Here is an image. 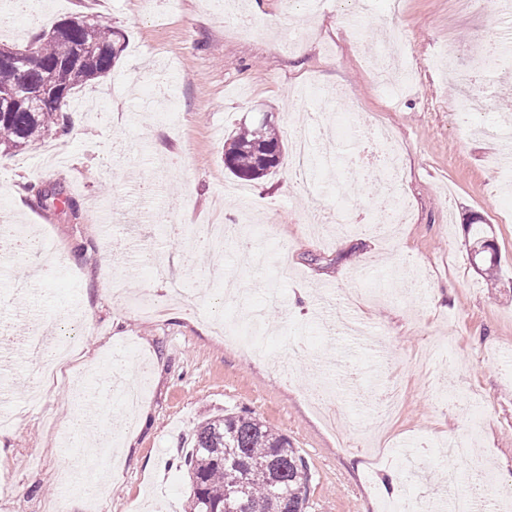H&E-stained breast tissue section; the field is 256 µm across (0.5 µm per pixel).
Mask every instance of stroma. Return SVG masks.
Returning a JSON list of instances; mask_svg holds the SVG:
<instances>
[{
  "label": "stroma",
  "mask_w": 512,
  "mask_h": 512,
  "mask_svg": "<svg viewBox=\"0 0 512 512\" xmlns=\"http://www.w3.org/2000/svg\"><path fill=\"white\" fill-rule=\"evenodd\" d=\"M0 0V19L20 23L0 42L24 44L59 20L85 16L124 34L127 48L113 72L77 95L97 97L95 113L71 112L77 136L54 135L59 165H38L43 149L0 157V224H30L52 237L76 264L37 274L42 254L10 263L0 277V411L17 409L15 427L0 433V468L12 481L0 512H42L67 495L65 512H87L82 491L64 493V440L94 447L86 478L105 477L104 512H185L189 480L178 461L206 418L251 409L287 435L307 461L306 512H383L413 490L417 512L440 497L435 482L451 467L470 492L483 472L441 457L437 443L473 439L498 484V502H512V192L498 169L501 148L485 113L452 111L457 88L439 59L467 55L475 42L495 41L505 24L494 0L476 15L450 0H326L309 16L306 0ZM351 15L356 26L337 24ZM277 19L269 37L243 35L244 20ZM309 30L298 49L282 42ZM388 25L409 51L399 59L411 77L399 99L388 98L367 66L375 35ZM345 89L335 117L337 155L359 149L355 129L389 127L403 148L396 188L410 216L392 241L372 228L375 201L388 185L382 172L339 189L352 229L322 241L308 226L335 219L333 199L310 205L306 186L287 184L291 152L277 172L246 183L265 210L264 232L275 248L265 265L214 252L208 264L185 262L187 228L220 221L246 224L244 204L224 195L235 179L224 167V143L237 127L267 118L281 137L310 132L307 112L318 96L303 87ZM77 202L76 209L64 198ZM496 247L493 274L469 260L474 225ZM110 270H103V258ZM119 276L129 298L165 302L171 286L197 294L193 307L152 320L127 310L108 288ZM274 310L257 354L225 347L209 319L237 322L247 309ZM89 309L77 369L106 374L111 357L134 376L147 367V387L134 421L97 387L105 408L97 429L70 438L73 381L43 380L40 361L16 336L18 326L65 338L73 312ZM42 402H28L32 386ZM401 386L402 404L385 430L389 457L370 466L369 442L381 393ZM325 388L337 429L329 431L310 397Z\"/></svg>",
  "instance_id": "35a3bbf8"
}]
</instances>
